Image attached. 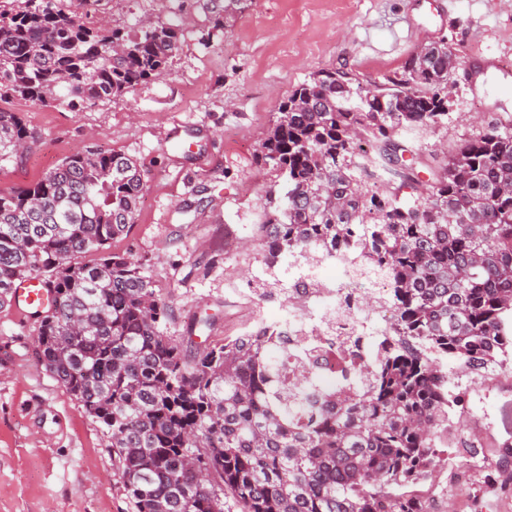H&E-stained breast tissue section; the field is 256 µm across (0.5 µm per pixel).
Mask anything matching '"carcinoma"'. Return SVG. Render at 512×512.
Listing matches in <instances>:
<instances>
[{
	"instance_id": "obj_1",
	"label": "carcinoma",
	"mask_w": 512,
	"mask_h": 512,
	"mask_svg": "<svg viewBox=\"0 0 512 512\" xmlns=\"http://www.w3.org/2000/svg\"><path fill=\"white\" fill-rule=\"evenodd\" d=\"M64 2L0 0V101L78 110L166 72L175 28L108 31ZM449 78L441 50L368 92L320 71L280 105L257 156L285 183L259 225L266 266L342 240L360 251L359 274L390 283L389 343L356 392L313 370L288 386L306 353L285 323L195 356L165 334L153 276L108 252L145 189L125 154L77 152L0 190V307L26 275L50 288L36 353L108 434L134 512H424L405 488L429 477L448 433L445 363L480 375L512 360V192L500 190L512 184V123L493 119L452 159L425 163L411 135L448 132ZM29 137L0 109V163Z\"/></svg>"
}]
</instances>
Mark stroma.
I'll list each match as a JSON object with an SVG mask.
<instances>
[{
	"label": "stroma",
	"instance_id": "1",
	"mask_svg": "<svg viewBox=\"0 0 512 512\" xmlns=\"http://www.w3.org/2000/svg\"><path fill=\"white\" fill-rule=\"evenodd\" d=\"M97 21L123 32L149 19L175 27L179 46L164 77L123 97L72 111L14 98L32 134L17 161L0 166L1 188H25L87 149L125 153L147 188L112 252L144 263L169 305L168 335L210 316L212 340L239 334L254 312L287 314V265L267 270L257 226L276 172L256 162L289 92L313 73L342 70L364 89L402 72L422 48L456 59L446 137L420 133L424 153L448 154L483 121L512 113V78L477 83L485 56L512 69V0H246L223 12L212 0H104ZM279 290L261 295L259 286ZM38 323L0 307V512H134L101 425L39 361ZM462 404L450 413L448 457L500 460L512 448V362L494 376L458 375ZM465 469L434 468L412 486L427 512H471L484 492Z\"/></svg>",
	"mask_w": 512,
	"mask_h": 512
}]
</instances>
